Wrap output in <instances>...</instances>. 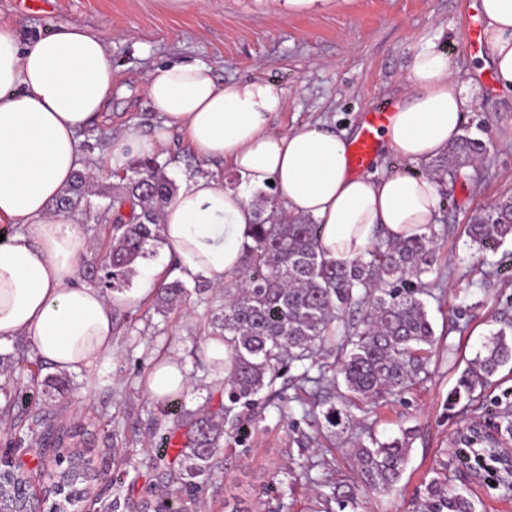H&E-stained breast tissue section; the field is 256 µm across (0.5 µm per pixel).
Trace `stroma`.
<instances>
[{
    "label": "stroma",
    "instance_id": "obj_1",
    "mask_svg": "<svg viewBox=\"0 0 512 512\" xmlns=\"http://www.w3.org/2000/svg\"><path fill=\"white\" fill-rule=\"evenodd\" d=\"M475 0H52L38 8L27 0H0V19L32 39L56 24L87 28L104 42L117 89L111 124L91 127L89 137L115 136L133 128L153 134L161 120L144 91L147 73L168 61H201L219 81L254 78L278 82L286 91L273 125L288 132L318 121L356 135L373 105L389 104L406 83L411 54L425 42L453 53L473 104L465 132L482 139L488 154L478 168L462 169L456 182H442L451 200L438 224L450 230L439 242L436 261L422 280L432 295L429 318L438 343L422 373L407 390L386 395L356 411L350 428L333 432L318 406L327 384L299 381V368L284 369L274 391L261 393L250 408L235 407L225 426L215 472L199 496L205 512H416L425 486L445 471L450 487L465 488L476 512H512V494L489 482L466 478L467 464L455 442L465 422L512 415V362L492 377L484 394L465 409H449L448 395L467 362L489 335L512 321V240L479 253L464 227L473 214L512 196V95H499L488 74L478 73L471 44ZM174 183L213 172L179 135L156 151ZM115 351L94 374H66L64 392L45 387L53 376L40 362L26 406L14 409L10 426L0 425V454L16 451L31 489L47 495L53 453L19 450L34 415L55 426H85L89 474L85 496L95 512H154L144 504L146 486L155 502L175 487L161 483L154 457L167 428L186 409L227 405L210 368L207 306L189 295L170 312L159 311L156 293L134 300L118 313ZM177 355L189 388L155 401L147 374L155 358ZM412 429L408 463L398 491L382 495L358 487L355 442L386 439ZM120 483H113V476ZM333 484H322L324 476Z\"/></svg>",
    "mask_w": 512,
    "mask_h": 512
}]
</instances>
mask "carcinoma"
Here are the masks:
<instances>
[{"instance_id": "obj_1", "label": "carcinoma", "mask_w": 512, "mask_h": 512, "mask_svg": "<svg viewBox=\"0 0 512 512\" xmlns=\"http://www.w3.org/2000/svg\"><path fill=\"white\" fill-rule=\"evenodd\" d=\"M486 145L467 134L437 157L432 166L455 181L459 170L481 161ZM121 181L118 195H102L107 203L88 199V177L79 172L72 185L55 199L59 211L83 208L93 220H104L106 236L92 261L85 265L90 282L104 292H121L130 284L137 264L156 253L165 205L175 194L165 166L153 156L138 157L112 169ZM465 231L477 251H495L512 239V197L493 204ZM322 225L311 218L281 217L277 222L257 217L244 242V266L224 285V299L213 315L214 335L224 342L228 361L212 360L224 374V390L231 403L247 407L263 390L273 389L286 365L309 362L300 379L326 381L336 396L321 402L326 423L346 428L350 407L409 387L425 372L436 343L424 297L431 295L421 276L434 263L440 233L430 226L426 234L396 240L376 237L363 256L348 261L327 258L320 245ZM163 304L189 293L177 279L159 289ZM336 351V362L318 360V352ZM512 360V337L498 330L463 370L448 395V407L471 401L477 390ZM318 375L310 376L311 370ZM232 412H185L189 430L174 452L158 457V477L176 482L186 492L176 504H160L158 512H196L194 489L209 479L224 422ZM412 431L374 440L355 451L359 481L381 493L395 491L405 471ZM428 512H475L474 503L448 487L437 476L426 488Z\"/></svg>"}]
</instances>
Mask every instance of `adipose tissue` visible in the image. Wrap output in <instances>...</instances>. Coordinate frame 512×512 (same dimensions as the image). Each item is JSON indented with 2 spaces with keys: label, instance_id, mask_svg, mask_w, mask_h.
Here are the masks:
<instances>
[{
  "label": "adipose tissue",
  "instance_id": "obj_1",
  "mask_svg": "<svg viewBox=\"0 0 512 512\" xmlns=\"http://www.w3.org/2000/svg\"><path fill=\"white\" fill-rule=\"evenodd\" d=\"M479 16L486 33L480 58L497 89L512 92V0H480ZM406 81L378 138L393 155L427 161L460 136L470 99L455 58L430 44L413 52ZM112 91V60L96 34L60 24L25 43L0 22V224L19 228L0 241V344L24 339L60 371L87 372L111 357L114 313L132 300L83 278L88 244L78 217L52 207L76 172L99 174L80 152L78 135L109 120ZM145 94L160 115L159 136L130 130L113 138L105 154L111 166L152 155L159 139L176 132L242 180L235 189L218 174L185 178L165 206L162 243L184 280L219 287L239 273L261 191L322 224L321 246L338 261L360 257L375 234L420 235L437 221L436 178L353 173L344 134L324 123L274 131L272 115L285 98L276 83L220 82L205 63L172 62L149 71ZM187 387L174 357L148 377L159 401Z\"/></svg>",
  "mask_w": 512,
  "mask_h": 512
}]
</instances>
